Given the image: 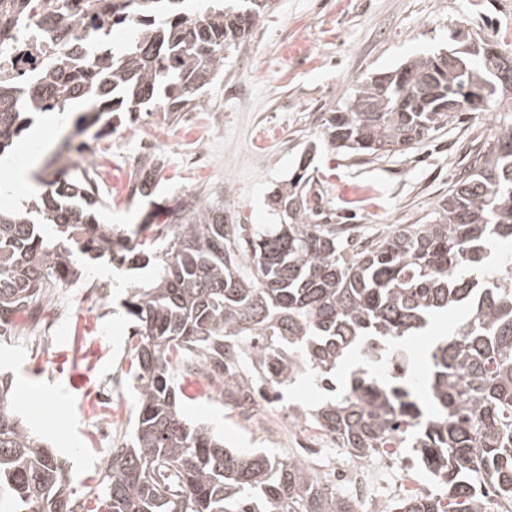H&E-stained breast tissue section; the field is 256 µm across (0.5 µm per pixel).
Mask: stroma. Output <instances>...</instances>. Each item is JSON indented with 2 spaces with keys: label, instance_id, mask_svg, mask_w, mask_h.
<instances>
[{
  "label": "stroma",
  "instance_id": "35a3bbf8",
  "mask_svg": "<svg viewBox=\"0 0 512 512\" xmlns=\"http://www.w3.org/2000/svg\"><path fill=\"white\" fill-rule=\"evenodd\" d=\"M495 39L512 46V0H268L245 46L229 52L224 71L203 88L196 107L175 114H143L106 136L112 165L100 168L106 205L100 221L135 230L156 205L192 201L220 190L228 213L250 224H272L269 193L300 163L321 186L322 210L369 241L397 224H423L470 163L472 145L489 146L497 132L485 112H465L449 129L414 150L375 160L346 157L323 137L321 115L340 107L372 74L408 59ZM156 128L153 151L137 154L146 129ZM200 128L199 168L179 146L180 134ZM155 163L157 189L141 198L132 187ZM152 267L130 269L105 260L89 266L77 284L56 289L13 320L0 336V375L11 377L17 410L69 461L78 499L94 497L112 458L99 425L115 419L118 443L130 438L137 395L129 373L132 324L127 290L149 281ZM470 315L458 310L405 337L413 371L441 331ZM183 411L223 434L224 445L244 452L287 455L295 437L287 417L295 405L313 409L325 393L300 377L282 400L283 423L253 427L205 382L180 378ZM110 401L93 408L100 389Z\"/></svg>",
  "mask_w": 512,
  "mask_h": 512
}]
</instances>
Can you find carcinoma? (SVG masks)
<instances>
[{
  "label": "carcinoma",
  "mask_w": 512,
  "mask_h": 512,
  "mask_svg": "<svg viewBox=\"0 0 512 512\" xmlns=\"http://www.w3.org/2000/svg\"><path fill=\"white\" fill-rule=\"evenodd\" d=\"M0 0V47L34 14L57 53L31 78H0V157L39 112H69L74 138L107 135L117 113L180 112L244 47L267 0ZM129 41L109 51L114 28ZM485 52L448 66L416 56L364 79L328 112V142L375 159L405 152L456 123L448 93L493 79ZM496 109L494 142L479 149L429 224H397L362 249L345 230L317 224L319 193L296 170L270 193L278 224H244L224 211V190L176 202L159 223L139 225L131 244L99 223L96 170L44 181L34 216L0 208V326L54 289L79 282L81 267L155 261L153 279L131 288L135 323L130 372L138 414L128 444L112 452L97 512H354L308 462L244 454L181 411L177 375L197 376L238 403L278 394L303 375L334 393L314 411L294 407L336 436L354 458L409 448L441 487L407 497L396 512H488L512 502V262L488 267L491 246L512 240V93L497 87L480 111ZM152 169L134 192L153 194ZM464 303L472 317L430 355L423 389L400 375L360 368L340 392L332 375L351 347L405 358L388 344ZM0 382V512H79L66 459L15 412Z\"/></svg>",
  "instance_id": "1"
}]
</instances>
